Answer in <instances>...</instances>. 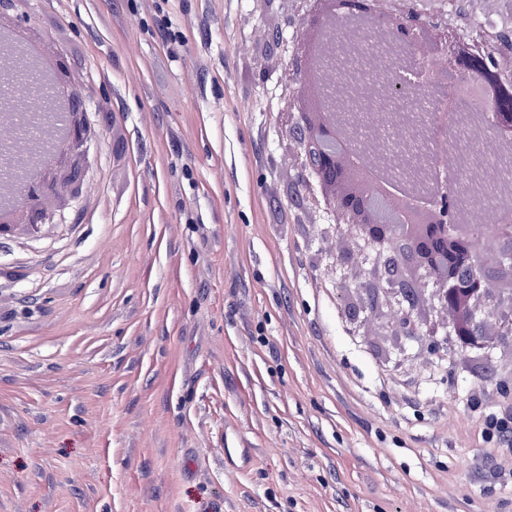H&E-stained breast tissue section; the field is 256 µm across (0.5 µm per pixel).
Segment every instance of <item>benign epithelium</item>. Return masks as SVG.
<instances>
[{
    "label": "benign epithelium",
    "mask_w": 512,
    "mask_h": 512,
    "mask_svg": "<svg viewBox=\"0 0 512 512\" xmlns=\"http://www.w3.org/2000/svg\"><path fill=\"white\" fill-rule=\"evenodd\" d=\"M300 34L321 37L325 59L317 91L307 95L312 65L304 39L284 69L292 93L281 113L295 143L301 183H315V205L332 217L348 239L337 257L349 320H377L403 353L413 341L430 354L490 358L512 345V224L497 225L496 251L486 260V215L475 198L462 212L453 202L447 172L464 170L477 158L496 167L512 160V0H470L491 19L488 34L454 37L447 0H296ZM11 0H0V34L12 49L0 50V128L16 124L19 91L48 76L41 102L40 134L18 143L0 133L9 170L0 179V239L23 228L37 237L53 221L51 199L82 192L66 166L85 156L90 129L62 62L36 56L32 66L14 49L31 43L18 24L3 23ZM373 34L380 54L370 73L350 48ZM479 95L490 109L469 112H402L407 101ZM402 138L382 156L383 171L406 180L388 197L397 223L369 217L375 194L386 190L365 170L384 131Z\"/></svg>",
    "instance_id": "1"
}]
</instances>
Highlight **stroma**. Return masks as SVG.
I'll return each instance as SVG.
<instances>
[{
  "mask_svg": "<svg viewBox=\"0 0 512 512\" xmlns=\"http://www.w3.org/2000/svg\"><path fill=\"white\" fill-rule=\"evenodd\" d=\"M11 14L93 136L80 197L0 239V512H512L505 349L383 353L289 196L292 0ZM483 424V434L487 441L512 437V412L508 417L486 415Z\"/></svg>",
  "mask_w": 512,
  "mask_h": 512,
  "instance_id": "1",
  "label": "stroma"
}]
</instances>
